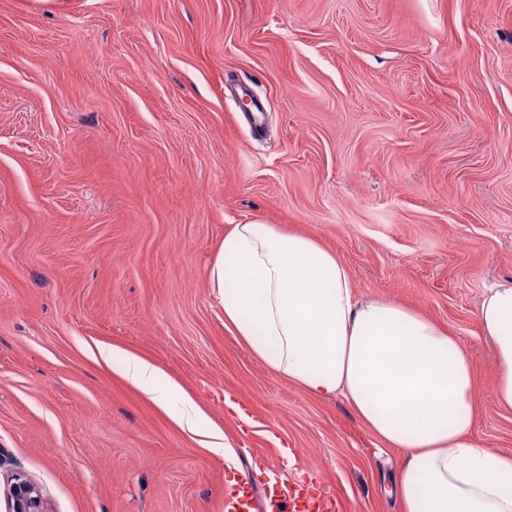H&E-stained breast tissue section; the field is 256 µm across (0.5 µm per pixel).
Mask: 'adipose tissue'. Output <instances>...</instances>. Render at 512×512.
<instances>
[{
	"mask_svg": "<svg viewBox=\"0 0 512 512\" xmlns=\"http://www.w3.org/2000/svg\"><path fill=\"white\" fill-rule=\"evenodd\" d=\"M224 325L265 368L315 397H345L386 447L403 452L400 512H512V454L476 440L473 364L457 336L397 302L358 298L338 257L313 236L256 220L230 225L208 270ZM495 349V401L512 411V278L477 314ZM204 447L227 456L224 433L136 355L116 366Z\"/></svg>",
	"mask_w": 512,
	"mask_h": 512,
	"instance_id": "ef3b65f1",
	"label": "adipose tissue"
}]
</instances>
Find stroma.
<instances>
[{"label": "stroma", "instance_id": "1", "mask_svg": "<svg viewBox=\"0 0 512 512\" xmlns=\"http://www.w3.org/2000/svg\"><path fill=\"white\" fill-rule=\"evenodd\" d=\"M253 220L448 327L475 435L512 453L477 318L512 278V0H0V470L49 512H224L272 470L399 512L401 451L225 327L208 268ZM100 347L160 367L234 464ZM263 506L249 476L240 475L234 483L227 486L224 496L225 512H260Z\"/></svg>", "mask_w": 512, "mask_h": 512}]
</instances>
